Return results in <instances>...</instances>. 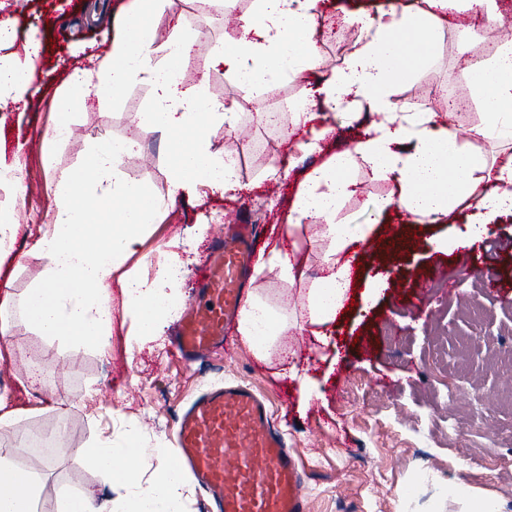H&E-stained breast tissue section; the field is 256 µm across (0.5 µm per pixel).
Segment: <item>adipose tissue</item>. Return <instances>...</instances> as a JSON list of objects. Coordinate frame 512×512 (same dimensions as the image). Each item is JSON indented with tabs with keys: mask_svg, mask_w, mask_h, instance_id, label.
<instances>
[{
	"mask_svg": "<svg viewBox=\"0 0 512 512\" xmlns=\"http://www.w3.org/2000/svg\"><path fill=\"white\" fill-rule=\"evenodd\" d=\"M164 0H134L118 21L119 34L108 56L94 68H75L68 87L56 102L47 143L64 138L87 96L111 100L137 79L153 90L149 106L136 113L138 129L159 135L169 172V196L195 194L207 186L226 194L241 188L231 156L213 153V123L234 126L233 113L214 101L199 83L184 86L182 68L198 37L173 27L158 39L155 18ZM427 9L412 12L397 6L376 13H349L347 24L360 37L346 66L326 78L316 96L328 111L367 108L377 119L354 152L337 153L309 171L301 182L288 215L289 225L314 221L313 237L326 243L325 269L308 290L310 324L335 321L351 288L350 252L367 240L391 208L416 222L438 224L452 217L465 201L483 210V220L455 230L446 244L459 250L482 241L487 219L512 213V153L487 162L464 150L452 128L432 112H393L391 86L428 61L440 35V13L480 10L495 17L497 0H426ZM321 0H254L241 26L226 35L225 64L238 87L260 92L280 77L300 80L319 64L313 35L321 17ZM41 51L38 39L27 42L25 57L0 56V111L22 101L31 90L32 71ZM164 62H154L156 52ZM475 89L483 98L485 122L481 137L494 136L512 144V41L494 54L469 65ZM136 139L92 142L79 167L56 186L55 220L38 241L35 254L49 264L37 288L26 299L28 317L45 336L79 337L105 347L112 331L110 287L121 273L125 303L141 339L161 335L180 299L185 269L179 257L159 264L152 277L128 270L127 261L144 242L146 227L157 222L160 205L149 190L125 180L116 161L138 148ZM364 163L393 190L377 197L366 223L337 222L340 205L357 192L350 171ZM238 331L256 352H263L283 331V324L265 303L247 300ZM90 463L108 481L129 487L124 512H182L185 479L169 462L143 480V452L133 441L114 447L86 449ZM42 491L39 477L0 457V512H33Z\"/></svg>",
	"mask_w": 512,
	"mask_h": 512,
	"instance_id": "adipose-tissue-1",
	"label": "adipose tissue"
}]
</instances>
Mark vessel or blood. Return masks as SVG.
I'll return each instance as SVG.
<instances>
[{
  "instance_id": "1",
  "label": "vessel or blood",
  "mask_w": 512,
  "mask_h": 512,
  "mask_svg": "<svg viewBox=\"0 0 512 512\" xmlns=\"http://www.w3.org/2000/svg\"><path fill=\"white\" fill-rule=\"evenodd\" d=\"M256 232L234 218L207 248L202 287L179 322L174 348L186 361L231 352V322L242 310L244 274ZM176 464L210 496L214 512H310L305 469L288 449L263 397L234 383L196 397L177 420Z\"/></svg>"
}]
</instances>
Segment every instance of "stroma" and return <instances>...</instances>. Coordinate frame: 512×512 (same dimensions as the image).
Here are the masks:
<instances>
[{"label": "stroma", "mask_w": 512, "mask_h": 512, "mask_svg": "<svg viewBox=\"0 0 512 512\" xmlns=\"http://www.w3.org/2000/svg\"><path fill=\"white\" fill-rule=\"evenodd\" d=\"M129 2L0 0V19L11 18L18 30L7 53L23 55L32 34L42 43L24 106L0 112V161L21 160L29 188L19 196L11 184L0 183V207L14 209L20 224L9 255L0 259V399L21 412L12 429L0 432V452L25 469L30 454L21 437L37 430L64 444L53 463L38 470L42 491L36 512H54L65 490L91 491L100 502L126 497V488L88 466L82 449L136 436L145 450L144 475L152 477L160 459L176 456L177 416L195 397L227 381L266 399L275 424L287 432L289 446L307 468L311 512H461L462 502L447 495L457 481L493 499L501 512H512V406L504 401L512 394V215L489 224L464 262L458 253L437 250L435 241L463 227L471 208H458L449 224H409L391 216L387 231L400 234L405 249L393 255L366 249L354 304L343 318L314 328L305 295L309 280L323 274L324 246L310 242L307 227L289 228L291 200L298 181L325 155L355 150L373 116L365 109L325 113L332 138L322 153L303 155L298 144L304 133L294 128L293 112L309 83L278 79L259 93L240 91L233 71L217 60L230 21L222 10L202 13L196 0H176L157 22L199 33L201 65L184 67L182 80L188 87L205 83L213 99L238 112L235 131L214 123L210 141L213 152L243 159V189L233 199L207 187L192 198L170 199L157 139L143 137L140 151L121 156L117 164L129 181L150 189L161 215L130 263L150 277L171 253L189 252L181 296L190 300L206 242L226 217L244 215L263 242L285 251L298 245L308 266V281L295 284L282 280L267 256H256L251 267L247 294L282 317L280 340L259 356L237 335L231 358L184 364L170 332L154 341L134 336V319L117 282L105 349L41 335L28 320L25 298L48 265L31 252L54 219L58 180L81 161L91 141L130 136L135 114L152 97L151 86L140 80L111 102L89 96L69 137L55 144L52 163H45L42 135L52 123L66 74L74 65L101 61ZM443 27L460 30V39L440 38L426 65L393 84L390 99L398 112L437 113L456 129L461 146L493 159L502 146L472 136V127L484 122V109L457 60L462 45L481 56L488 44L512 40V6L501 0L492 20L451 13ZM340 33L337 39L316 37L321 70L342 67L354 50L356 29ZM273 165L285 168V175L269 178ZM351 175L359 191L342 204L336 219L362 224L373 200L392 185L361 164ZM378 275L384 286L372 302H364ZM294 369L308 376L307 385L291 378Z\"/></svg>", "instance_id": "stroma-1"}]
</instances>
